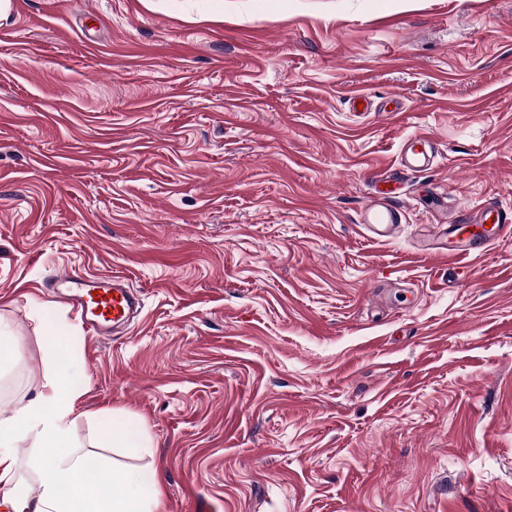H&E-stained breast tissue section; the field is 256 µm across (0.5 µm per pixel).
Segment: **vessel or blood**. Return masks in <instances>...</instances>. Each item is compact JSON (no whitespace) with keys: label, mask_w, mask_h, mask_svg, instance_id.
Segmentation results:
<instances>
[{"label":"vessel or blood","mask_w":512,"mask_h":512,"mask_svg":"<svg viewBox=\"0 0 512 512\" xmlns=\"http://www.w3.org/2000/svg\"><path fill=\"white\" fill-rule=\"evenodd\" d=\"M435 154L433 140L417 134L407 139L401 152L400 165L409 172L422 171L432 166ZM402 218L400 207L377 194L368 197L359 214L363 229L382 241L394 238ZM480 218L492 223L489 240L512 233L511 210L491 206L482 211ZM425 249L437 256L469 257L475 254L477 247L468 241L464 225L444 223L435 226ZM52 286L70 301L86 321L89 332L95 336L127 321L135 308L130 285L120 275L91 278L63 270L55 275Z\"/></svg>","instance_id":"obj_1"}]
</instances>
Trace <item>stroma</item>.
<instances>
[{"mask_svg": "<svg viewBox=\"0 0 512 512\" xmlns=\"http://www.w3.org/2000/svg\"><path fill=\"white\" fill-rule=\"evenodd\" d=\"M14 2L0 410L53 326L76 438L155 467L160 512H512V234L418 251L512 206V0ZM416 132L438 155L399 170ZM386 169L406 222L379 242L358 214ZM62 268L124 274L140 317L92 336ZM116 417L150 448L106 446ZM468 224H436L424 250L437 256L469 257L477 246L464 236Z\"/></svg>", "mask_w": 512, "mask_h": 512, "instance_id": "1", "label": "stroma"}]
</instances>
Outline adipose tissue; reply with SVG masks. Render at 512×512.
Masks as SVG:
<instances>
[{
	"label": "adipose tissue",
	"mask_w": 512,
	"mask_h": 512,
	"mask_svg": "<svg viewBox=\"0 0 512 512\" xmlns=\"http://www.w3.org/2000/svg\"><path fill=\"white\" fill-rule=\"evenodd\" d=\"M55 356L44 353L38 394L0 413V512H159L155 470L101 466L88 478V453L73 434L83 391Z\"/></svg>",
	"instance_id": "ef3b65f1"
}]
</instances>
